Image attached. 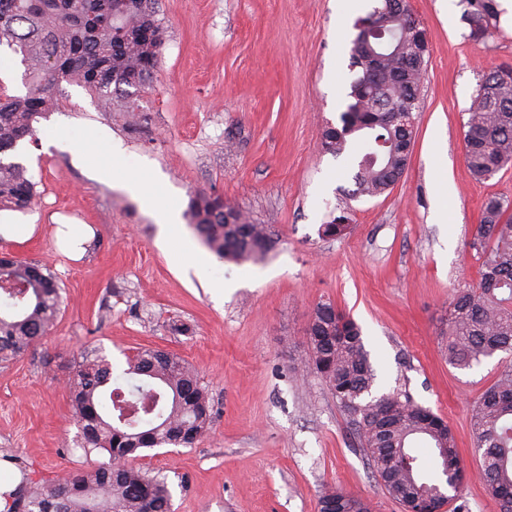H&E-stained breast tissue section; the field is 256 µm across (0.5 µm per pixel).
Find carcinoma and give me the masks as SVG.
<instances>
[{"mask_svg":"<svg viewBox=\"0 0 512 512\" xmlns=\"http://www.w3.org/2000/svg\"><path fill=\"white\" fill-rule=\"evenodd\" d=\"M155 0H0V46L19 51L28 62L29 90L11 95L0 83V155L36 139V124L56 106L61 84H77L137 124L138 96L154 74L166 42ZM469 37H485L500 16L496 0H462ZM400 49L413 52L408 17H388ZM382 42L361 29L352 40L350 70H360L362 46ZM377 85L364 73L350 83L351 102L341 126H328L321 148L348 156L356 172L352 200L383 195L407 169L406 138L412 131L383 120L387 109H415L425 68L405 82L392 78L399 58L383 57ZM486 75L464 123L471 174L489 180L512 166V80ZM37 184L19 162L0 159V210L25 211L35 202ZM196 231L220 259L243 261L265 253L268 229L251 223L221 196L200 193L191 202ZM470 247L480 279L459 291L448 314V362L468 367L498 351H512V202L486 199ZM60 314L55 277L19 257H0V362L24 355ZM310 356L296 372L321 378L367 457L376 480L403 512L443 508L469 479L451 427L406 392L372 395L377 374L360 327L331 302L316 305L306 328ZM138 382L112 386L111 364L87 358L70 382L76 422L86 444L108 454L91 469L71 471L42 485L27 477L3 494L7 512H171L166 480L133 464L137 453L162 445L190 446L203 436L215 412L208 389L180 357L144 349L129 360ZM479 478L512 512V368H505L472 410ZM318 512H371L364 498L342 489L325 490Z\"/></svg>","mask_w":512,"mask_h":512,"instance_id":"cac0c4a2","label":"carcinoma"}]
</instances>
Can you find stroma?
Returning a JSON list of instances; mask_svg holds the SVG:
<instances>
[{
  "label": "stroma",
  "mask_w": 512,
  "mask_h": 512,
  "mask_svg": "<svg viewBox=\"0 0 512 512\" xmlns=\"http://www.w3.org/2000/svg\"><path fill=\"white\" fill-rule=\"evenodd\" d=\"M497 3L496 26L474 41L460 0H409L429 43L415 141L404 176L373 198H346L354 170L320 141L347 104L353 24L378 0H156L167 41L139 94L147 121L136 133L83 87L64 85L36 141L8 155L38 196L27 212H0V254L53 273L61 312L23 357L0 364V481H49L106 462L84 450L68 382L85 354L122 368L156 348L189 363L217 409L192 446L136 460L166 477L172 512H317L332 487L369 499L373 512H400L326 384L292 372L309 354L315 306L330 301L362 330L374 395L409 392L452 428L470 474L466 512H500L476 477L470 416L512 352L460 368L445 349L451 296L478 278L470 242L482 205L512 201V168L479 181L464 155L482 80L512 68V0ZM57 126L101 127L125 156L107 165L50 144L43 134ZM131 172L155 177L177 211L180 236L167 247L163 212L119 187ZM443 180L446 196L435 190ZM198 193L267 225L270 250L213 259L202 277L186 271L191 251H208L189 219ZM340 215L346 233L323 235ZM213 278L224 291L210 288Z\"/></svg>",
  "instance_id": "obj_1"
}]
</instances>
